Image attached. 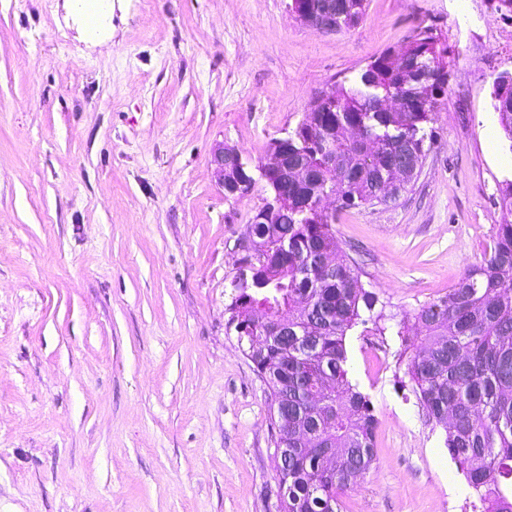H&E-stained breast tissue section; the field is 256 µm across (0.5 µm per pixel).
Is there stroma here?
<instances>
[{
	"instance_id": "1",
	"label": "stroma",
	"mask_w": 512,
	"mask_h": 512,
	"mask_svg": "<svg viewBox=\"0 0 512 512\" xmlns=\"http://www.w3.org/2000/svg\"><path fill=\"white\" fill-rule=\"evenodd\" d=\"M367 0L336 33L290 0H0V512H280L267 388L230 322L239 247L270 196L225 197L218 144L251 165L312 100L431 29L448 63L408 189L338 212L342 249L396 319L493 245L512 181L492 106L512 72L500 0ZM380 420L347 512H472L410 389L399 340L354 328ZM79 9L85 16L88 31L90 34H95L100 25L104 22L107 10V0H80L78 3Z\"/></svg>"
}]
</instances>
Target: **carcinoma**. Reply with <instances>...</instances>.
<instances>
[{
	"instance_id": "obj_1",
	"label": "carcinoma",
	"mask_w": 512,
	"mask_h": 512,
	"mask_svg": "<svg viewBox=\"0 0 512 512\" xmlns=\"http://www.w3.org/2000/svg\"><path fill=\"white\" fill-rule=\"evenodd\" d=\"M366 0H336L338 30L356 26ZM426 62V87L447 84L445 50L422 30L339 85L288 133V160L311 166L336 142V208L374 206L386 161L407 147L423 165L430 112H383L378 97L399 84L393 58ZM328 189L313 178L298 189L313 202L279 209L254 225L253 251L264 258L231 304L238 344L267 379L278 482L288 489L281 512H343L341 493L376 463L379 419L368 394L348 377V331L371 324L385 335L384 309L361 280L360 264L337 245L334 216L318 204ZM397 323L396 364L428 420L444 432L448 454L478 500V512H512V219L496 225L494 244L448 293ZM288 325V339L271 337ZM288 449L283 458L278 449Z\"/></svg>"
}]
</instances>
